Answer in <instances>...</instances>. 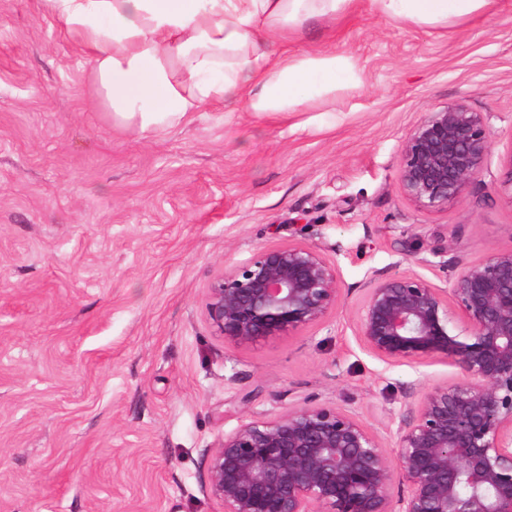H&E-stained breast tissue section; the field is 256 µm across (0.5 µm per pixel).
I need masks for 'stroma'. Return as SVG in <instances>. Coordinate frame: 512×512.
Wrapping results in <instances>:
<instances>
[{
    "label": "stroma",
    "mask_w": 512,
    "mask_h": 512,
    "mask_svg": "<svg viewBox=\"0 0 512 512\" xmlns=\"http://www.w3.org/2000/svg\"><path fill=\"white\" fill-rule=\"evenodd\" d=\"M360 88L285 118L197 112L140 137L112 127L92 64L42 15L0 0V512H224L209 455L243 421L345 406L394 448L409 405L461 381L388 365L356 338L375 271L512 248V0L447 33L370 12L339 24ZM492 113L488 169L428 212L398 186L429 110ZM299 240L335 264L342 302L250 347L215 336L205 290L257 249Z\"/></svg>",
    "instance_id": "35a3bbf8"
}]
</instances>
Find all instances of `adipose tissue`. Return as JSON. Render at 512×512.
<instances>
[{
    "instance_id": "ef3b65f1",
    "label": "adipose tissue",
    "mask_w": 512,
    "mask_h": 512,
    "mask_svg": "<svg viewBox=\"0 0 512 512\" xmlns=\"http://www.w3.org/2000/svg\"><path fill=\"white\" fill-rule=\"evenodd\" d=\"M363 3L383 20L444 33L498 0H41L90 58L113 127L143 136L205 107L285 117L361 87L354 55L295 42L311 25L335 31Z\"/></svg>"
}]
</instances>
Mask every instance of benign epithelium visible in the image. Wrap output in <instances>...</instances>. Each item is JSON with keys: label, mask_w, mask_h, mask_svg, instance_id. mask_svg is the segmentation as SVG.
<instances>
[{"label": "benign epithelium", "mask_w": 512, "mask_h": 512, "mask_svg": "<svg viewBox=\"0 0 512 512\" xmlns=\"http://www.w3.org/2000/svg\"><path fill=\"white\" fill-rule=\"evenodd\" d=\"M491 119L460 100L405 137L398 184L417 209L463 199L488 168ZM342 297L324 253L290 241L218 275L205 314L214 335L250 346L320 324ZM356 330L382 361L444 360L464 379L422 395L391 455L338 404L242 422L209 458L206 490L224 512H512V248L456 265L444 287L373 272Z\"/></svg>", "instance_id": "1"}]
</instances>
